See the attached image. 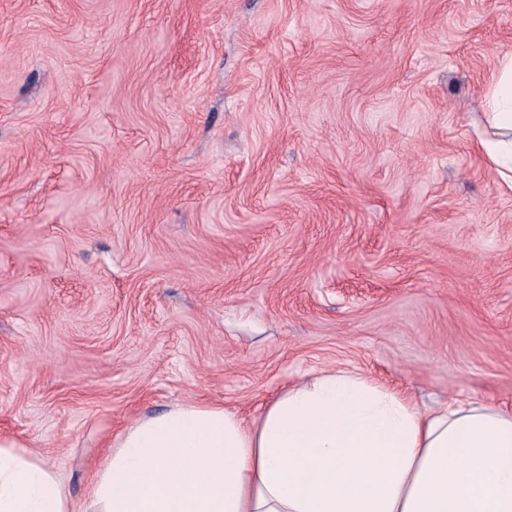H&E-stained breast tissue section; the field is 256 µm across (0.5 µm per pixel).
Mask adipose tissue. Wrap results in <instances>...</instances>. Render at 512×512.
<instances>
[{
    "label": "adipose tissue",
    "instance_id": "1",
    "mask_svg": "<svg viewBox=\"0 0 512 512\" xmlns=\"http://www.w3.org/2000/svg\"><path fill=\"white\" fill-rule=\"evenodd\" d=\"M489 166L512 185V55L486 94ZM0 512H512V410L423 408L353 370L325 369L253 421L175 405L133 422L82 500L36 455L0 439Z\"/></svg>",
    "mask_w": 512,
    "mask_h": 512
}]
</instances>
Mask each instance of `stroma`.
<instances>
[{
	"label": "stroma",
	"mask_w": 512,
	"mask_h": 512,
	"mask_svg": "<svg viewBox=\"0 0 512 512\" xmlns=\"http://www.w3.org/2000/svg\"><path fill=\"white\" fill-rule=\"evenodd\" d=\"M509 52L512 0H0V438L79 498L322 369L512 409ZM484 122L491 137L480 140L489 166L512 188V55L502 56L491 73Z\"/></svg>",
	"instance_id": "stroma-1"
}]
</instances>
